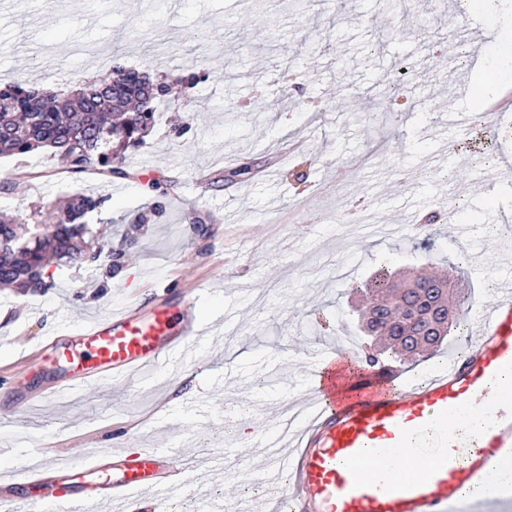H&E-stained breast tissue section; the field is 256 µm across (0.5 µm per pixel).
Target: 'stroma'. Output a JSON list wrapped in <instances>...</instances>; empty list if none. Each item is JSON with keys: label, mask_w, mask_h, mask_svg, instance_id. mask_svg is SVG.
<instances>
[{"label": "stroma", "mask_w": 512, "mask_h": 512, "mask_svg": "<svg viewBox=\"0 0 512 512\" xmlns=\"http://www.w3.org/2000/svg\"><path fill=\"white\" fill-rule=\"evenodd\" d=\"M421 37L407 36L411 20ZM480 27L478 52L465 42L460 58L448 47L449 25ZM512 7L476 12L471 0H0V83L40 89L75 87L123 64L150 76L187 66L209 80L161 103L144 144L130 155L138 180L66 173L51 151L0 158V179L15 168L27 176L0 194V211L29 216L32 203L52 208L77 193L106 197L112 248L127 240L122 276L97 265L49 267L53 288L0 290V442L36 446L52 428L71 441L64 461L85 460L96 445L164 443L178 458L201 438L223 448L238 418L254 435L272 434L280 414L304 404L308 358L316 349L366 344L360 336L357 290L380 260L395 273L448 262L482 261L481 280L466 279L484 308L512 273L498 235L485 225L493 206L512 213V192L486 193L478 172L501 167L512 151V114L496 119L485 143L448 123L449 110L487 122L484 104L512 77ZM413 75L400 85L401 70ZM468 83L461 97L457 86ZM371 111L359 110L356 97ZM261 100L260 111H248ZM452 156L435 160L439 144ZM250 172L230 184L229 172ZM171 188L157 197L149 181ZM363 200L389 235L369 239L362 225L341 223L348 202ZM458 210L467 233L450 239L437 226L434 249L415 246L408 221L426 211ZM177 309L193 300L201 321L220 318L225 303L239 313L234 334L214 337L192 362L162 368L147 383L119 381L90 389L75 402L29 412L31 397L51 378L45 342L52 332L130 304ZM327 313L330 325L314 322ZM132 428L130 441L117 428ZM261 448L241 446L217 476L195 462V496L224 506L237 502L267 512L268 488L258 476Z\"/></svg>", "instance_id": "stroma-1"}]
</instances>
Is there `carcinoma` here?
Listing matches in <instances>:
<instances>
[{
  "label": "carcinoma",
  "instance_id": "obj_1",
  "mask_svg": "<svg viewBox=\"0 0 512 512\" xmlns=\"http://www.w3.org/2000/svg\"><path fill=\"white\" fill-rule=\"evenodd\" d=\"M147 77L143 71L116 66L109 76L64 96L23 83L0 86V157H25L49 148L64 160L71 175L137 178L126 165L127 151L143 143L155 124L157 100L169 93L168 83L158 80L154 93L144 95ZM105 203L103 197L76 194L55 208L50 224L0 214V286L46 288L43 270L53 260L80 267L103 258L108 269L116 267L112 250L105 249L112 229L102 219L93 222ZM436 222L434 212L421 217V243H430ZM417 279V285L406 287L382 266L360 288L364 302L360 327L367 336L387 340L383 348L363 349L360 360L368 366L432 355L452 331L463 326L461 321L443 325L432 340H420L424 316L440 290L458 307L471 298L461 288V269L456 265L448 266L446 273L425 271Z\"/></svg>",
  "mask_w": 512,
  "mask_h": 512
}]
</instances>
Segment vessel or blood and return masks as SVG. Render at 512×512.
<instances>
[{"instance_id": "vessel-or-blood-1", "label": "vessel or blood", "mask_w": 512, "mask_h": 512, "mask_svg": "<svg viewBox=\"0 0 512 512\" xmlns=\"http://www.w3.org/2000/svg\"><path fill=\"white\" fill-rule=\"evenodd\" d=\"M459 315L472 326L458 340L466 357L423 382L405 379L400 366L340 372L338 361H349L350 353L318 352L309 363L312 398L294 424V448L284 454L273 437L262 438L271 499L290 503L292 512H460L458 491L488 482L512 460V390L500 383L512 369V282L490 309L470 304ZM235 316L227 308L217 325L201 322L188 304L148 314L132 305L83 323L50 341L60 375L35 398L67 399L193 357L196 344L221 334ZM477 402L487 412L484 431L466 437L449 428ZM461 448L466 456H458ZM285 469L295 475L288 488L278 483ZM191 470L165 445L126 455L102 448L87 462L51 468L24 464L19 488L0 487V512H53L59 505L100 512L106 502L123 512L132 494L150 488L164 512L162 492L190 490Z\"/></svg>"}]
</instances>
